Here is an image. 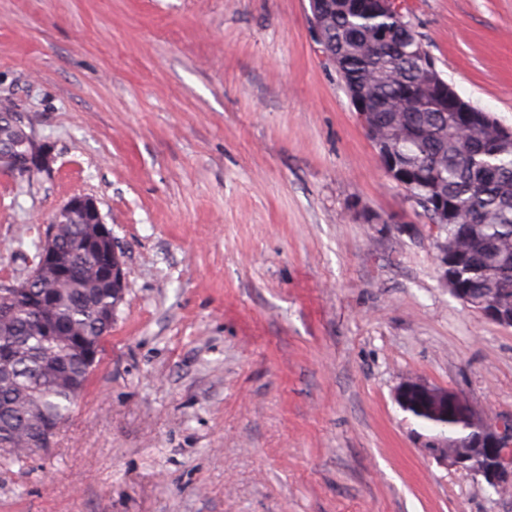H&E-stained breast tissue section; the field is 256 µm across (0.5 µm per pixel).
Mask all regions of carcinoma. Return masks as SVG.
<instances>
[{"label": "carcinoma", "instance_id": "carcinoma-1", "mask_svg": "<svg viewBox=\"0 0 512 512\" xmlns=\"http://www.w3.org/2000/svg\"><path fill=\"white\" fill-rule=\"evenodd\" d=\"M323 27L350 99L372 113L381 143L376 152H389L409 173L400 183L407 200L428 219L427 205L439 201L450 207L439 236L460 241L466 259L448 266V275L471 304L493 295L511 310L512 145L498 141L500 123L488 113L478 130L455 128L452 113L422 79L428 52L405 18L326 0ZM13 113L12 104L0 102V168L22 177L35 166L24 131L9 121ZM87 220L96 217L58 218L54 244L67 261L66 273L58 280L46 272L32 283L39 309L17 305L10 318L0 320V341L10 339L18 353L12 372L0 376L1 466L26 464L39 417L64 421L101 362L112 329L102 314L114 298L98 280L104 256L83 242ZM68 339L89 344L95 360L67 351ZM451 441L469 456L472 475H479L487 450L470 447L466 434Z\"/></svg>", "mask_w": 512, "mask_h": 512}]
</instances>
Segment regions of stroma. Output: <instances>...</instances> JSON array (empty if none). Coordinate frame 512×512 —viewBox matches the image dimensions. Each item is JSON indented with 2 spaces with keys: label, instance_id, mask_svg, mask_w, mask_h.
<instances>
[{
  "label": "stroma",
  "instance_id": "obj_1",
  "mask_svg": "<svg viewBox=\"0 0 512 512\" xmlns=\"http://www.w3.org/2000/svg\"><path fill=\"white\" fill-rule=\"evenodd\" d=\"M406 19L512 127V0ZM0 101L55 157L0 171V277L75 194L127 272L51 446L0 467V512H512L399 402L413 383L512 414V329L442 286L309 0H0Z\"/></svg>",
  "mask_w": 512,
  "mask_h": 512
}]
</instances>
